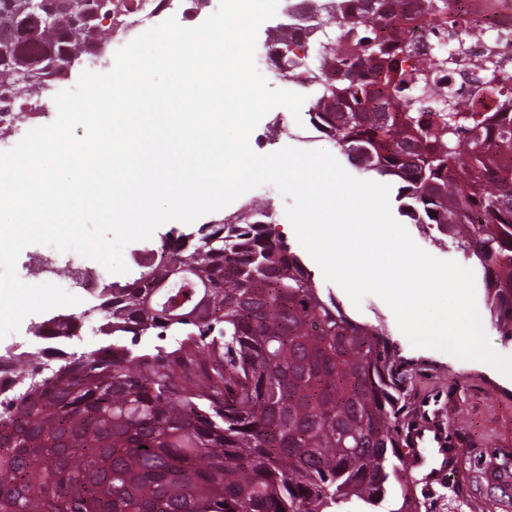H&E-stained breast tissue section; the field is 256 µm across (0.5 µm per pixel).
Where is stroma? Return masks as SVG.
Segmentation results:
<instances>
[{"label":"stroma","instance_id":"stroma-1","mask_svg":"<svg viewBox=\"0 0 512 512\" xmlns=\"http://www.w3.org/2000/svg\"><path fill=\"white\" fill-rule=\"evenodd\" d=\"M250 145L260 154L286 146L338 151L333 141L314 137L308 114L296 117L277 108L260 121ZM250 201L270 208L285 243L304 256L285 214L287 198L274 186L263 185L252 189ZM306 265L316 286L332 292L346 313L385 329L398 359L409 370L402 433H410L417 420L445 433L440 443L424 442L408 465L415 512H471L475 502L482 504L483 512H512V377L479 361L413 348L380 298L367 296L361 307H354L338 285L324 279L314 260L307 259Z\"/></svg>","mask_w":512,"mask_h":512}]
</instances>
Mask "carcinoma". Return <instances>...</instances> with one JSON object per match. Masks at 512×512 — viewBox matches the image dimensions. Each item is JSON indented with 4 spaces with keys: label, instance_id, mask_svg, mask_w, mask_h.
<instances>
[{
    "label": "carcinoma",
    "instance_id": "cac0c4a2",
    "mask_svg": "<svg viewBox=\"0 0 512 512\" xmlns=\"http://www.w3.org/2000/svg\"><path fill=\"white\" fill-rule=\"evenodd\" d=\"M0 0V113L37 103L93 57L141 0L79 14ZM314 26L270 45L281 77L314 90L308 114L351 165L398 183L399 213L448 238L481 273L484 303L512 339V93L496 54L466 104L437 85L470 39L448 0H299ZM248 203L235 218L171 234L105 284L92 314L37 325L52 342L87 320L104 344L0 396V512H376L393 484L414 501L399 430L409 379L385 329L322 292ZM0 352L20 382L42 354Z\"/></svg>",
    "mask_w": 512,
    "mask_h": 512
}]
</instances>
